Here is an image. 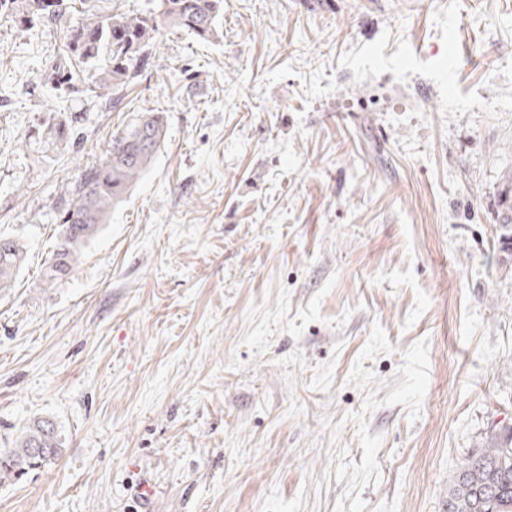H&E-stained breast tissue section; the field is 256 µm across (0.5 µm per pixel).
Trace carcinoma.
Returning <instances> with one entry per match:
<instances>
[{"label":"carcinoma","mask_w":512,"mask_h":512,"mask_svg":"<svg viewBox=\"0 0 512 512\" xmlns=\"http://www.w3.org/2000/svg\"><path fill=\"white\" fill-rule=\"evenodd\" d=\"M64 0H0V16L27 29L49 23ZM224 0H158L157 10L143 14H98L92 0H80L76 21L63 37V50L37 74V82L55 91L79 92L80 74L89 75L84 90L112 91L108 102L117 106L126 91L149 69L150 49L170 27L199 40L219 35ZM56 144L70 141L74 123L64 116L48 123ZM163 113L144 112L124 131L113 136L104 156L83 169L74 198L62 209L60 232L44 277L58 283L72 276L89 243L101 230L112 208L121 203L147 171L163 145ZM498 241L512 256V173L498 190ZM25 260L20 240L0 237V291L11 287ZM65 451L61 431L50 417H35L23 428L11 448H0V482L32 469L49 466ZM446 512H512V428L493 433L458 465L448 487Z\"/></svg>","instance_id":"carcinoma-1"}]
</instances>
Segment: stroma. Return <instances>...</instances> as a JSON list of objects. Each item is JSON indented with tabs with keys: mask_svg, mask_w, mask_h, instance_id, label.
Returning <instances> with one entry per match:
<instances>
[{
	"mask_svg": "<svg viewBox=\"0 0 512 512\" xmlns=\"http://www.w3.org/2000/svg\"><path fill=\"white\" fill-rule=\"evenodd\" d=\"M0 20V448L58 424L0 512H443L512 426V0H224L114 110L35 80L72 22ZM165 145L73 276L61 208L113 134ZM70 111L79 138L48 147ZM498 241L506 259L512 256V173L507 174L498 190ZM25 260L19 239L0 237V291L10 288Z\"/></svg>",
	"mask_w": 512,
	"mask_h": 512,
	"instance_id": "1",
	"label": "stroma"
}]
</instances>
